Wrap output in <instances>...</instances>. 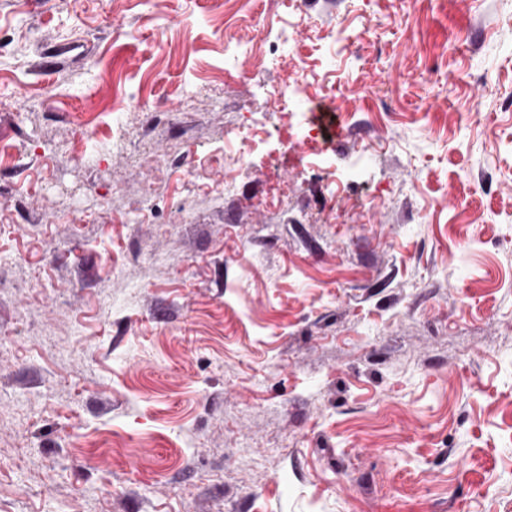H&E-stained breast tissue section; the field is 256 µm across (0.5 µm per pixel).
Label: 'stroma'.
I'll return each instance as SVG.
<instances>
[{"label": "stroma", "mask_w": 512, "mask_h": 512, "mask_svg": "<svg viewBox=\"0 0 512 512\" xmlns=\"http://www.w3.org/2000/svg\"><path fill=\"white\" fill-rule=\"evenodd\" d=\"M300 2L0 0V512H512V0Z\"/></svg>", "instance_id": "35a3bbf8"}]
</instances>
